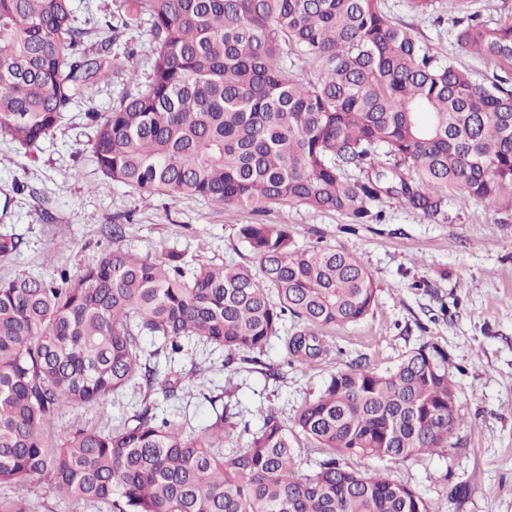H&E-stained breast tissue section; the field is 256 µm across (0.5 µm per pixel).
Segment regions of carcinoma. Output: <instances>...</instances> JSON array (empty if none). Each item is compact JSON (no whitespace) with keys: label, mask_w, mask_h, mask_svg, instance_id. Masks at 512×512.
<instances>
[{"label":"carcinoma","mask_w":512,"mask_h":512,"mask_svg":"<svg viewBox=\"0 0 512 512\" xmlns=\"http://www.w3.org/2000/svg\"><path fill=\"white\" fill-rule=\"evenodd\" d=\"M117 23L149 25L150 72L134 50L85 40L73 0H0V135L33 150L112 73L135 88L95 126L106 178L142 197L203 199L225 210L297 203L378 221L395 198L433 220L448 196L512 211V82L485 83L431 54L381 0H120ZM462 52L512 75V18L452 21ZM113 244L77 275L0 279V484L44 480L74 504L107 512H439L409 485L358 471L345 455H441L459 426L448 350L429 341L379 370L331 371L319 395L261 425L231 403L187 435L156 408L112 429L52 433L65 407L128 388L165 398L177 382L143 362L140 339L169 357L197 341L224 364L257 362L283 337L289 362L315 366L321 329L365 319L376 283L356 256L299 249L286 224H242L259 269L142 255ZM246 437L224 456V439ZM328 450L295 472L302 442ZM0 512H32L0 496Z\"/></svg>","instance_id":"obj_1"}]
</instances>
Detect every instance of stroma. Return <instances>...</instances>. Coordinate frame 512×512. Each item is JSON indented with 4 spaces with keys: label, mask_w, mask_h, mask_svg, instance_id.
Listing matches in <instances>:
<instances>
[{
    "label": "stroma",
    "mask_w": 512,
    "mask_h": 512,
    "mask_svg": "<svg viewBox=\"0 0 512 512\" xmlns=\"http://www.w3.org/2000/svg\"><path fill=\"white\" fill-rule=\"evenodd\" d=\"M383 3L433 53L454 58L480 80L492 67L458 50L452 20L467 11L490 23L512 15V0H432L422 15L412 11L410 0ZM125 89L124 76L103 81L35 152L0 136V197L10 199L0 235L22 241L17 254L0 261V278L25 273L49 279L63 269L79 273L111 246L116 224L125 229L122 246L143 254L155 253L163 242L190 260L237 261L246 254L238 246V225L262 221L288 225L297 247L355 254L377 283V304L359 323L323 329L329 353L317 366L288 363L282 342L271 340L260 364L277 369L274 377L262 374L260 365H228L222 351L186 343L175 359L157 357L158 371L186 372L193 363L203 364V388L182 384L169 402L156 392L129 389L95 406L67 407L53 422L54 436L65 438L79 425H118L146 396L185 433L197 434L212 422L205 394L227 387L252 422L268 407L289 422L301 402L319 393L330 370L355 362L383 370L432 341L448 350L461 448L442 457L381 461L350 455L344 462L354 470L385 471L440 512H512V211L489 210L455 194L448 199L447 219L429 221L389 198L380 223L357 224L347 215L299 204L258 216L194 198L156 195L145 201L104 177L90 148L95 128L88 113L107 112ZM460 484L466 495L452 496ZM0 494L27 498L35 512H90L59 498L44 481L1 486Z\"/></svg>",
    "instance_id": "stroma-1"
}]
</instances>
